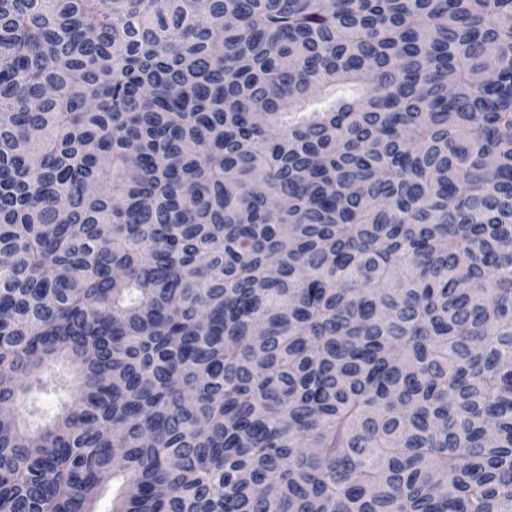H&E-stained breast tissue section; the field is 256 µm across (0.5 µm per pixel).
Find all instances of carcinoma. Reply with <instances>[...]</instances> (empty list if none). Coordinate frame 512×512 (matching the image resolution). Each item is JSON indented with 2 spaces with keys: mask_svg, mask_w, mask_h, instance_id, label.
<instances>
[{
  "mask_svg": "<svg viewBox=\"0 0 512 512\" xmlns=\"http://www.w3.org/2000/svg\"><path fill=\"white\" fill-rule=\"evenodd\" d=\"M111 485L512 512V0H0V512Z\"/></svg>",
  "mask_w": 512,
  "mask_h": 512,
  "instance_id": "cac0c4a2",
  "label": "carcinoma"
}]
</instances>
